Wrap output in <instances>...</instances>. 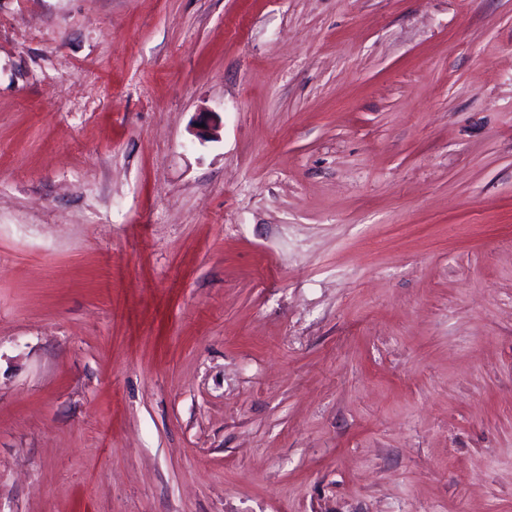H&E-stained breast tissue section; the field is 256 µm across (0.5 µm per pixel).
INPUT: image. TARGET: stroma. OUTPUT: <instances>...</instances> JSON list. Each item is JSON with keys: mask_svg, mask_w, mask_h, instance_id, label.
I'll use <instances>...</instances> for the list:
<instances>
[{"mask_svg": "<svg viewBox=\"0 0 512 512\" xmlns=\"http://www.w3.org/2000/svg\"><path fill=\"white\" fill-rule=\"evenodd\" d=\"M0 512H512V0H0Z\"/></svg>", "mask_w": 512, "mask_h": 512, "instance_id": "obj_1", "label": "stroma"}]
</instances>
